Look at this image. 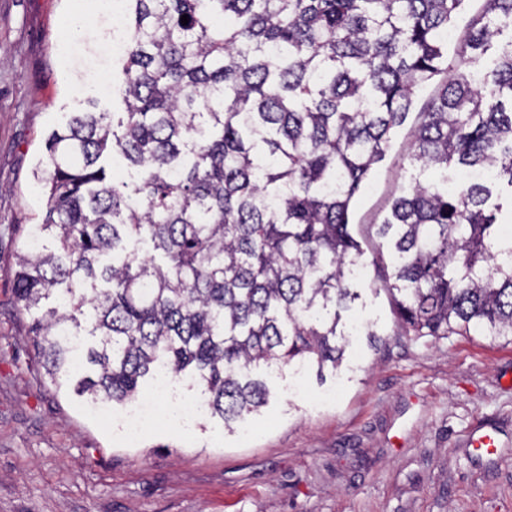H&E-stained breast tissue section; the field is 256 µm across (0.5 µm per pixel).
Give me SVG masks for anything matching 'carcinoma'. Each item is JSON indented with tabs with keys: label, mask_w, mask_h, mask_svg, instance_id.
Returning a JSON list of instances; mask_svg holds the SVG:
<instances>
[{
	"label": "carcinoma",
	"mask_w": 512,
	"mask_h": 512,
	"mask_svg": "<svg viewBox=\"0 0 512 512\" xmlns=\"http://www.w3.org/2000/svg\"><path fill=\"white\" fill-rule=\"evenodd\" d=\"M466 2L122 0L120 108L50 136L35 230L55 247L24 246L13 275L51 383L123 404L150 374L188 377L232 433L269 401L253 369H338L364 265L351 206L450 70L412 130L413 186L370 225L390 262L371 264L402 334L512 343V0H484L450 63Z\"/></svg>",
	"instance_id": "obj_1"
}]
</instances>
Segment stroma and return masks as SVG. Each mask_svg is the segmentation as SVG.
Masks as SVG:
<instances>
[{
	"label": "stroma",
	"instance_id": "35a3bbf8",
	"mask_svg": "<svg viewBox=\"0 0 512 512\" xmlns=\"http://www.w3.org/2000/svg\"><path fill=\"white\" fill-rule=\"evenodd\" d=\"M96 3L0 0V512H512V344L400 335L383 294L354 309L378 344L359 336L340 371L309 368L296 394L291 372L267 375L269 404L240 433L163 401L131 444L44 376L12 272L46 214L45 143L112 66ZM75 17L92 24L66 35ZM410 140L397 132L354 223H380L409 188ZM480 420L500 431L496 455L470 443Z\"/></svg>",
	"mask_w": 512,
	"mask_h": 512
}]
</instances>
